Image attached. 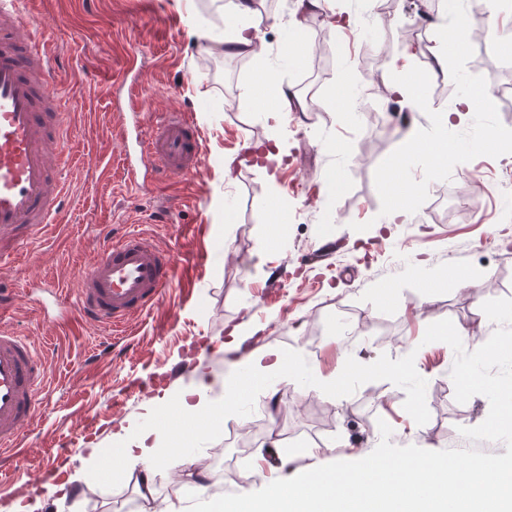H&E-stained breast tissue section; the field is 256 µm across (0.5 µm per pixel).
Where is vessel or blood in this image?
Wrapping results in <instances>:
<instances>
[{"label":"vessel or blood","instance_id":"1","mask_svg":"<svg viewBox=\"0 0 512 512\" xmlns=\"http://www.w3.org/2000/svg\"><path fill=\"white\" fill-rule=\"evenodd\" d=\"M16 0H0V266L20 245L58 223L68 196L63 172L70 162L63 114L69 103L51 89L47 43L25 35L33 26ZM135 160L146 159L155 175L182 178L197 172L203 149L180 112L166 113L136 143ZM176 268L168 253L137 231L103 245L79 279L81 315L102 327L121 329L160 304ZM46 371L34 346L0 329V447H16L36 412Z\"/></svg>","mask_w":512,"mask_h":512}]
</instances>
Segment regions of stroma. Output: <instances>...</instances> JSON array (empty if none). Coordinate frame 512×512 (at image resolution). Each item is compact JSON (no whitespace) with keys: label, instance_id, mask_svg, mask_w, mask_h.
I'll use <instances>...</instances> for the list:
<instances>
[{"label":"stroma","instance_id":"stroma-1","mask_svg":"<svg viewBox=\"0 0 512 512\" xmlns=\"http://www.w3.org/2000/svg\"><path fill=\"white\" fill-rule=\"evenodd\" d=\"M227 0H19L35 12L37 33L54 49L55 88L74 102V164L63 219L46 238L0 269L14 300L0 309V328L27 336L46 362L48 383L20 450L0 454V512H126L141 499L140 475L95 474L77 481L88 452L120 453L127 432L165 427L196 464L192 475L161 474L156 512H188V493L210 481L216 463L245 478L225 493L254 492L334 461H355L378 445L379 422L390 441L427 450L477 447L502 455L497 442L477 443L459 427L481 424L489 401L454 398L455 360L446 343H424L429 324L450 319L467 330L473 350L496 328L483 302L512 298V155L480 156L457 165L450 180L405 223L379 218L377 166L398 146L408 125L429 128L412 101L396 123L370 120L361 91L379 87L389 103L392 74L429 67L440 47L443 6L433 0H330L327 11L292 25L297 0H263L260 38L270 78L299 97L290 111L261 109L250 90L253 56L204 49L200 32L232 33ZM437 21L425 27L420 10ZM353 19L332 29L328 13ZM470 73L484 76L501 122L512 128V0L496 15L474 12ZM136 55V71L126 60ZM192 119L205 162L184 178L148 175L135 181L123 163L126 134L149 131L166 112ZM280 144L268 162L259 150ZM234 160L225 176V160ZM287 216L277 223L272 202ZM366 224L363 232L354 231ZM129 230L152 235L170 250L176 279L163 302L115 336L86 321L75 307L81 269L104 240ZM485 280L480 291L449 284V271ZM399 291L396 303L379 299ZM246 327L243 352L291 349L319 380L341 372L347 358L414 354L427 381L430 419L417 425L406 394L391 382L366 383L333 398L314 387L271 375L265 390L210 425L187 427L179 397L199 377L220 380L233 369L224 350L231 331ZM195 367L172 374L187 358Z\"/></svg>","mask_w":512,"mask_h":512}]
</instances>
